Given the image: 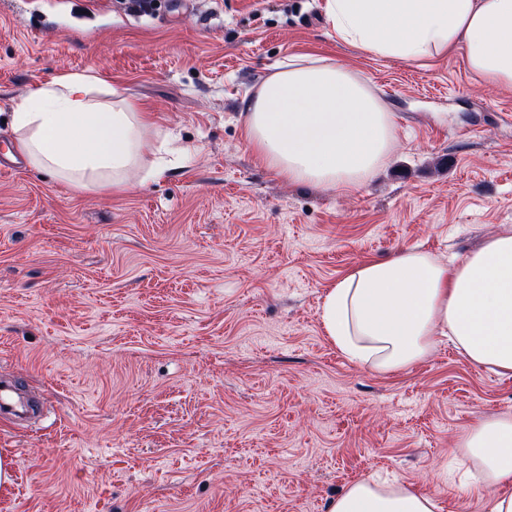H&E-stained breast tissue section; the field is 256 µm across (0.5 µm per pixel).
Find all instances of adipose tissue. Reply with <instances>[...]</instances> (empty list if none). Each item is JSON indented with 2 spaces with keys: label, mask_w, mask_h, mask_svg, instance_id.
Returning <instances> with one entry per match:
<instances>
[{
  "label": "adipose tissue",
  "mask_w": 512,
  "mask_h": 512,
  "mask_svg": "<svg viewBox=\"0 0 512 512\" xmlns=\"http://www.w3.org/2000/svg\"><path fill=\"white\" fill-rule=\"evenodd\" d=\"M336 37L367 54L420 63L463 53L482 86L512 88V0H325ZM248 145L292 183L361 187L389 157L392 112L366 78L308 55L289 57L259 84L243 113ZM29 166L76 187L124 189L167 171L148 113L104 97L91 75L52 78L10 116ZM323 327L349 360L381 372L408 367L445 338L472 362L512 375V234L444 264L409 248L348 269L326 293ZM462 462L494 491L489 512H512V417L470 426ZM434 499L386 480H362L328 512H435Z\"/></svg>",
  "instance_id": "obj_1"
}]
</instances>
